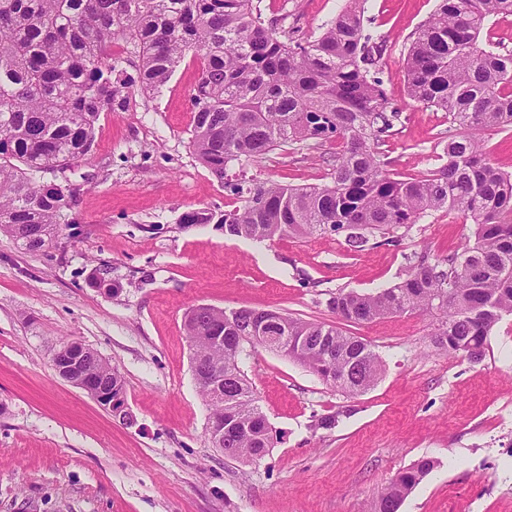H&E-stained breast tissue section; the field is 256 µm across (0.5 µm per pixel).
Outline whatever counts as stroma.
Returning <instances> with one entry per match:
<instances>
[{"label":"stroma","mask_w":512,"mask_h":512,"mask_svg":"<svg viewBox=\"0 0 512 512\" xmlns=\"http://www.w3.org/2000/svg\"><path fill=\"white\" fill-rule=\"evenodd\" d=\"M346 0H261L266 21L317 36ZM436 0H367L387 39L381 65L402 112L384 150L397 171L434 165L444 112L409 99L403 64ZM199 66L185 60L154 95L99 116L82 186L52 248L26 252L0 235V512H371L395 475L421 457L437 468L399 512H512V316L493 329L481 362L451 358L428 340L433 318L397 314L351 326L385 367L362 395L331 392L281 354L258 350L245 370L273 428L256 463L212 448L209 410L191 368L184 318L201 304L276 310L335 323L330 292H369L404 278L413 253L445 254L471 224L438 212L400 246L348 253L343 237L274 242L225 238L213 224H181L190 210L232 200L189 145ZM245 175L322 184L303 154H272ZM119 284L93 288V271ZM78 341L125 379L127 425L52 366ZM336 428L313 431L320 415Z\"/></svg>","instance_id":"35a3bbf8"}]
</instances>
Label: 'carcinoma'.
Listing matches in <instances>:
<instances>
[{
  "label": "carcinoma",
  "mask_w": 512,
  "mask_h": 512,
  "mask_svg": "<svg viewBox=\"0 0 512 512\" xmlns=\"http://www.w3.org/2000/svg\"><path fill=\"white\" fill-rule=\"evenodd\" d=\"M512 15V0H439L413 34L404 60L408 96L448 115L452 131L437 164L421 177L390 168L383 146L401 112L378 77L386 39L371 32L364 0H348L312 40L265 24L254 0H0V234L37 252L67 223L85 178L102 112L126 110L131 89L156 94L188 57L199 64L192 90L190 147L236 205L199 208L183 224H218L227 238L273 242L315 233L344 236L361 252L376 236L398 245L439 211L471 221L473 238L435 256L413 253L406 278L375 292L339 289L326 302L336 319L362 325L426 313L433 346L478 363L492 328L512 315V172L490 160L487 136L512 130V50L483 47L480 31ZM116 40L139 54L137 76L111 53ZM319 151L328 182H250L233 172L276 152ZM48 172L62 182L40 183ZM37 224L41 245L21 229ZM199 359L224 370V391L198 392L224 423L226 457L253 463L273 447L270 426L244 364L259 348L281 353L348 396L370 390L382 358L364 339L325 322L283 313L196 307L185 318ZM84 371L127 418L124 379L103 359ZM422 457L400 471L373 512H398L435 468Z\"/></svg>",
  "instance_id": "cac0c4a2"
}]
</instances>
